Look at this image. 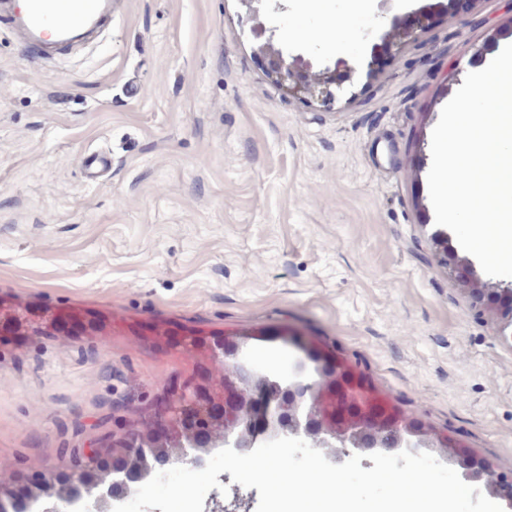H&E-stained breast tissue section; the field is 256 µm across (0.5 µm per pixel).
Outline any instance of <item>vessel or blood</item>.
<instances>
[{"label":"vessel or blood","instance_id":"b4317fda","mask_svg":"<svg viewBox=\"0 0 512 512\" xmlns=\"http://www.w3.org/2000/svg\"><path fill=\"white\" fill-rule=\"evenodd\" d=\"M112 11V0H22L19 10L4 14L21 39L37 52L59 45L75 29L103 19Z\"/></svg>","mask_w":512,"mask_h":512}]
</instances>
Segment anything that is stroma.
<instances>
[{"label": "stroma", "instance_id": "35a3bbf8", "mask_svg": "<svg viewBox=\"0 0 512 512\" xmlns=\"http://www.w3.org/2000/svg\"><path fill=\"white\" fill-rule=\"evenodd\" d=\"M430 0H287L285 50L369 57ZM512 24L506 0L449 11L350 103L273 84L238 0H115L110 24L27 62L0 23V298L106 322L95 336L0 346V462H59L111 401L149 407L231 336L253 367L310 348L357 361L432 437L455 429L512 472V345L439 263L431 133L452 65ZM92 154L112 167L85 177Z\"/></svg>", "mask_w": 512, "mask_h": 512}]
</instances>
